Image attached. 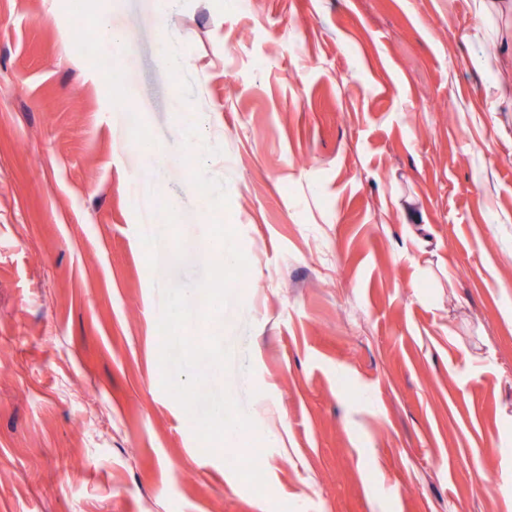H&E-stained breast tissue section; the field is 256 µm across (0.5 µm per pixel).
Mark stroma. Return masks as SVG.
Masks as SVG:
<instances>
[{
    "mask_svg": "<svg viewBox=\"0 0 512 512\" xmlns=\"http://www.w3.org/2000/svg\"><path fill=\"white\" fill-rule=\"evenodd\" d=\"M494 81L512 15L474 0H0V512H503ZM192 115L249 261L220 320L187 327L230 346L207 386L256 426L218 453L159 365L158 287L208 250ZM257 448L260 491L226 463Z\"/></svg>",
    "mask_w": 512,
    "mask_h": 512,
    "instance_id": "35a3bbf8",
    "label": "stroma"
}]
</instances>
